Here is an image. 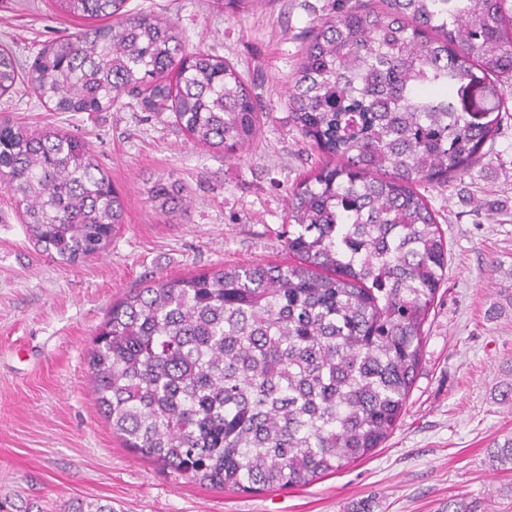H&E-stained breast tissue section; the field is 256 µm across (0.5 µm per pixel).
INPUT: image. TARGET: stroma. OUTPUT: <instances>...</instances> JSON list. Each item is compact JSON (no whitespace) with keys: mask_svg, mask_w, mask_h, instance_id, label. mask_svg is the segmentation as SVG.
<instances>
[{"mask_svg":"<svg viewBox=\"0 0 512 512\" xmlns=\"http://www.w3.org/2000/svg\"><path fill=\"white\" fill-rule=\"evenodd\" d=\"M337 0H266L237 15L213 0H128L174 21L187 50H215L261 105L258 137L236 158L194 143L168 112L115 104L56 112L26 85L0 113L78 137L124 200L102 255L59 265L30 242L0 186V500L67 512L77 499L114 512H448L452 500L512 512V465L491 456L512 438V115L467 174L423 193L448 239V275L424 325L422 368L382 448L302 488L238 494L192 482L123 448L88 385L96 328L114 300L158 276L285 262L292 187L318 164L288 122L309 30ZM87 20L56 0H0V47L30 64L45 42ZM173 177L188 208L161 214L150 181Z\"/></svg>","mask_w":512,"mask_h":512,"instance_id":"1","label":"stroma"}]
</instances>
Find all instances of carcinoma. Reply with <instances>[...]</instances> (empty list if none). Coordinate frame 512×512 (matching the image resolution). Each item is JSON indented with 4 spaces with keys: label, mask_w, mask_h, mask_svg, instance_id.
I'll return each instance as SVG.
<instances>
[{
    "label": "carcinoma",
    "mask_w": 512,
    "mask_h": 512,
    "mask_svg": "<svg viewBox=\"0 0 512 512\" xmlns=\"http://www.w3.org/2000/svg\"><path fill=\"white\" fill-rule=\"evenodd\" d=\"M110 18L45 44L0 49V96L25 83L56 112L127 96L170 112L197 143L238 155L260 113L224 57L188 52L177 25L128 0H57ZM512 0H353L313 27L288 90L289 122L324 161L292 190L294 261L160 276L112 304L88 364L124 446L236 493L306 486L370 456L421 369L448 241L419 191L487 154L509 111ZM0 183L26 233L64 266L104 253L123 200L80 140L0 117ZM167 215L179 183L151 182Z\"/></svg>",
    "instance_id": "1"
}]
</instances>
